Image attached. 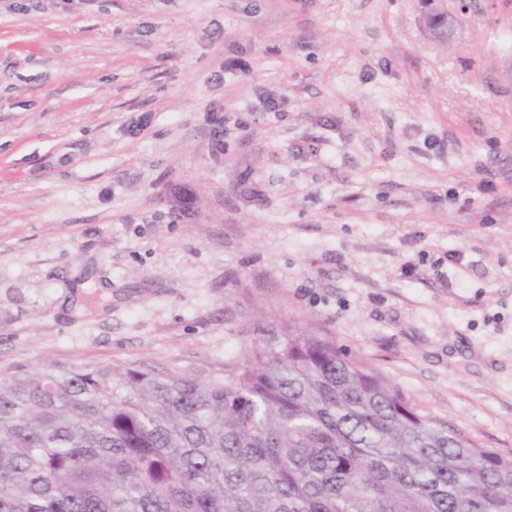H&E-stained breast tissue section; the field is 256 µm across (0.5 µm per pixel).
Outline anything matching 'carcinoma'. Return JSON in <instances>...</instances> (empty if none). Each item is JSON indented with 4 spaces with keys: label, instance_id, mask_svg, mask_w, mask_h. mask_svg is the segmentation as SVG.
<instances>
[{
    "label": "carcinoma",
    "instance_id": "cac0c4a2",
    "mask_svg": "<svg viewBox=\"0 0 512 512\" xmlns=\"http://www.w3.org/2000/svg\"><path fill=\"white\" fill-rule=\"evenodd\" d=\"M224 371L0 376V512H512V451L293 323Z\"/></svg>",
    "mask_w": 512,
    "mask_h": 512
}]
</instances>
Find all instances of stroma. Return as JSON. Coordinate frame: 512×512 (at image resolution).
Returning <instances> with one entry per match:
<instances>
[{"instance_id": "35a3bbf8", "label": "stroma", "mask_w": 512, "mask_h": 512, "mask_svg": "<svg viewBox=\"0 0 512 512\" xmlns=\"http://www.w3.org/2000/svg\"><path fill=\"white\" fill-rule=\"evenodd\" d=\"M421 13L0 0V375L216 374L291 319L512 450V17Z\"/></svg>"}]
</instances>
